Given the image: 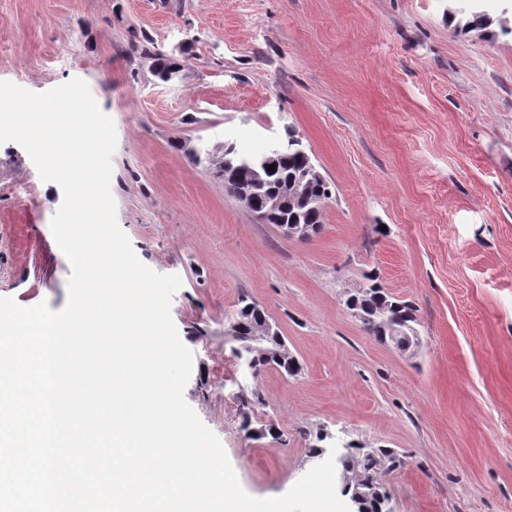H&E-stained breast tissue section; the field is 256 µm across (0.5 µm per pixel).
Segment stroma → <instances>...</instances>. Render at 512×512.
I'll return each instance as SVG.
<instances>
[{"label":"stroma","instance_id":"obj_1","mask_svg":"<svg viewBox=\"0 0 512 512\" xmlns=\"http://www.w3.org/2000/svg\"><path fill=\"white\" fill-rule=\"evenodd\" d=\"M450 0H0V81L80 78L112 117L111 194L137 257L182 286L187 403L243 487L285 494L309 448L393 451L386 512H512V37L461 33ZM191 57L160 81L143 38ZM294 131L335 186L321 230L285 236L214 172ZM198 158H191L190 148ZM19 143L0 144V298L67 301L62 203ZM376 277L416 310L415 355L345 306ZM276 323L298 376L239 365L241 296ZM260 400L241 414L239 397ZM274 424L277 436L251 437Z\"/></svg>","mask_w":512,"mask_h":512}]
</instances>
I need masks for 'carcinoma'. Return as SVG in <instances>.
Returning a JSON list of instances; mask_svg holds the SVG:
<instances>
[{
	"label": "carcinoma",
	"instance_id": "cac0c4a2",
	"mask_svg": "<svg viewBox=\"0 0 512 512\" xmlns=\"http://www.w3.org/2000/svg\"><path fill=\"white\" fill-rule=\"evenodd\" d=\"M464 21L462 29H485L493 24V17L482 7L472 8L464 12L461 17ZM147 46L142 48V53L154 59V76L164 82L172 80L180 72L181 63L169 57L154 46V42L146 40ZM296 140L295 134L287 132L286 148L275 170L269 172L256 157L239 156V162L244 168L239 173H232L224 180V191L227 195L236 199L241 197V190L250 188L253 192L251 198L254 204L269 208L273 212V219L282 218L295 224L323 223V211L314 208V198L324 196L329 200L333 189L331 184L323 179L316 183L310 182V178L304 176V169L309 156L293 147ZM372 284L361 292L355 291L348 295L345 304L348 309H357L369 316V320L362 322L364 330L382 344L393 345L397 350L401 349V340L391 336V325L388 323L377 325L370 318L377 317L382 308L402 306L408 311V316L403 318L400 325L404 331L411 333L418 324L414 309L407 303L398 300L388 293L382 286L374 283V277H368ZM241 306L237 312V326L230 327V334L236 335L240 340L247 339L260 326L258 309L260 306L250 300L248 296L240 299ZM279 340L271 336L264 345L251 353L254 373L278 365L275 359V351L279 349ZM385 458L390 462V467L399 465L400 460L386 451H380V457L372 453L348 454L342 460L343 471L350 475V481L345 483L344 494L350 499L358 500L359 512H381L382 487L373 476V471Z\"/></svg>",
	"mask_w": 512,
	"mask_h": 512
}]
</instances>
